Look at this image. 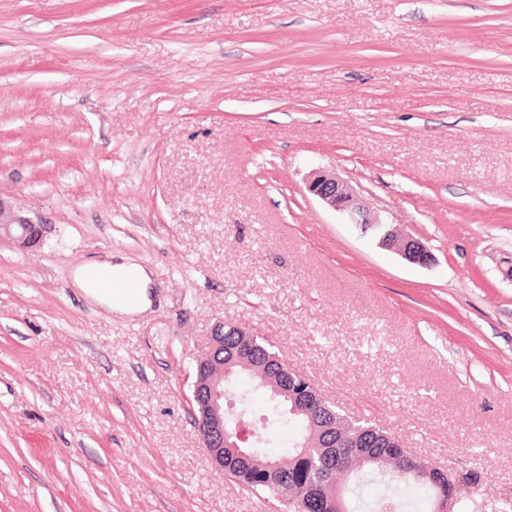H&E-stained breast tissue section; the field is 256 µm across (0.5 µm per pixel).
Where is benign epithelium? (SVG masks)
I'll use <instances>...</instances> for the list:
<instances>
[{"label": "benign epithelium", "mask_w": 512, "mask_h": 512, "mask_svg": "<svg viewBox=\"0 0 512 512\" xmlns=\"http://www.w3.org/2000/svg\"><path fill=\"white\" fill-rule=\"evenodd\" d=\"M307 191L328 209L342 214L351 224L363 232L371 231L385 248L397 251L407 262L419 266H429L434 257L430 250L418 239L399 232L391 224L382 222L364 199L336 171L328 168L312 170L306 179ZM12 237L20 247L35 246L41 237L40 226L30 217L22 214L11 204L0 198V235ZM233 331L237 336L234 353L237 358L246 357L256 344L257 333L238 325L216 323L212 329L207 352L200 357L195 366V379L192 384V404L194 406V424L212 466L224 472L243 461L256 478L262 483L276 484L279 476L278 464L269 460L248 458L245 448L251 444L253 433L248 429L243 417H238L232 431H225L224 419V380L230 374V367L224 362V335ZM274 374L267 377L265 385L273 394L291 403V412L313 418L320 404L326 402L313 381L306 375L285 368L274 360ZM336 413L323 416V426L311 425V438L318 439L322 452L329 460H336V436L333 435ZM424 477L439 486L440 493L435 500L434 512H456L457 489L477 486L481 477L476 470H443L425 467L420 470ZM293 507L291 512H309L316 505L323 512H344L345 503L336 499V491L330 490L320 496L319 488L314 484L300 487V496L288 498Z\"/></svg>", "instance_id": "1"}]
</instances>
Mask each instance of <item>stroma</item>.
<instances>
[{
  "label": "stroma",
  "instance_id": "stroma-1",
  "mask_svg": "<svg viewBox=\"0 0 512 512\" xmlns=\"http://www.w3.org/2000/svg\"><path fill=\"white\" fill-rule=\"evenodd\" d=\"M0 198L44 226L0 238V512H284L201 446L219 321L512 495V0H0ZM110 256L147 313L76 287ZM306 189L325 207L342 214L349 224L359 226L364 233L373 232L381 246L397 251L407 262L425 267L433 263L432 253L420 240L383 223L335 170L323 167L312 170L306 179ZM110 277L114 279H129L134 282L135 288L131 281L116 282L112 280H101L98 282V288L103 292L95 288L94 280L96 278ZM75 280L88 296L99 304L106 306L112 312L121 315L140 314L147 311L152 305L149 290L151 283L149 273L144 267L134 263L118 262L113 264L110 261H106L88 264L76 272ZM133 288L132 294L124 296L120 300H116L113 296L109 295L116 291L131 292Z\"/></svg>",
  "mask_w": 512,
  "mask_h": 512
}]
</instances>
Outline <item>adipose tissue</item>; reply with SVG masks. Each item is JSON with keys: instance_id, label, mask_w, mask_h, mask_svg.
Segmentation results:
<instances>
[{"instance_id": "adipose-tissue-1", "label": "adipose tissue", "mask_w": 512, "mask_h": 512, "mask_svg": "<svg viewBox=\"0 0 512 512\" xmlns=\"http://www.w3.org/2000/svg\"><path fill=\"white\" fill-rule=\"evenodd\" d=\"M110 277L133 281L135 284L133 293L117 300L95 287V279ZM75 280L88 296L121 315L140 314L147 311L152 305L149 290L150 276L144 267L134 263L106 261L89 264L76 272Z\"/></svg>"}]
</instances>
